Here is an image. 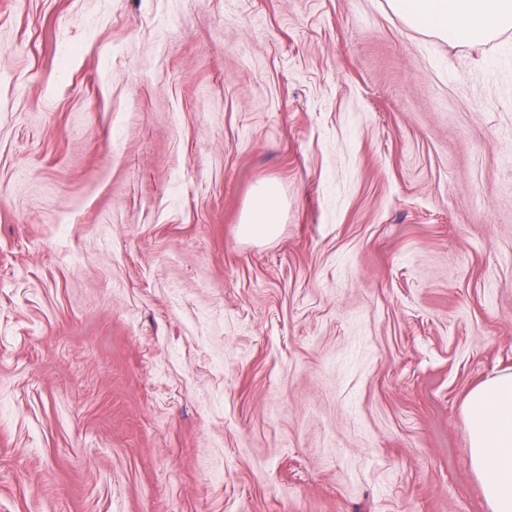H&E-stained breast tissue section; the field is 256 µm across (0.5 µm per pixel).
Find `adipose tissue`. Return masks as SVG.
Segmentation results:
<instances>
[{
  "label": "adipose tissue",
  "mask_w": 512,
  "mask_h": 512,
  "mask_svg": "<svg viewBox=\"0 0 512 512\" xmlns=\"http://www.w3.org/2000/svg\"><path fill=\"white\" fill-rule=\"evenodd\" d=\"M409 25L440 37L485 40L512 27V0H390ZM280 197L273 182L251 197L239 231L265 239L278 231ZM472 470L489 512H512V368L476 384L463 407Z\"/></svg>",
  "instance_id": "1"
}]
</instances>
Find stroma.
Instances as JSON below:
<instances>
[{"mask_svg": "<svg viewBox=\"0 0 512 512\" xmlns=\"http://www.w3.org/2000/svg\"><path fill=\"white\" fill-rule=\"evenodd\" d=\"M510 367L512 29L0 0V512H488ZM280 197L276 185L268 181L251 197L239 231L251 239H265L278 231ZM463 421L489 512H512V368L470 390Z\"/></svg>", "mask_w": 512, "mask_h": 512, "instance_id": "stroma-1", "label": "stroma"}]
</instances>
